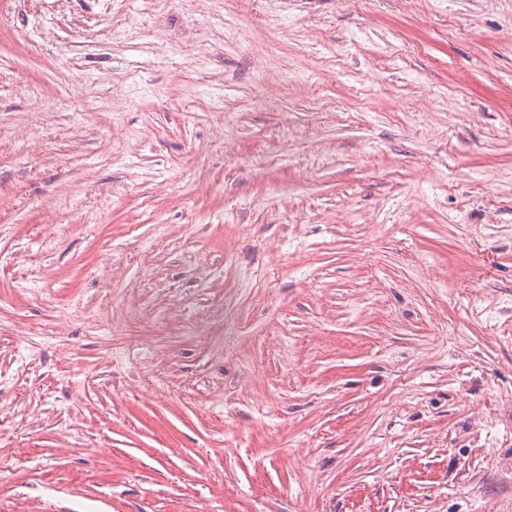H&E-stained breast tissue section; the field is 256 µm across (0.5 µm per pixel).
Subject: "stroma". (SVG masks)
<instances>
[{
    "mask_svg": "<svg viewBox=\"0 0 512 512\" xmlns=\"http://www.w3.org/2000/svg\"><path fill=\"white\" fill-rule=\"evenodd\" d=\"M0 512H512V0H0Z\"/></svg>",
    "mask_w": 512,
    "mask_h": 512,
    "instance_id": "1",
    "label": "stroma"
}]
</instances>
